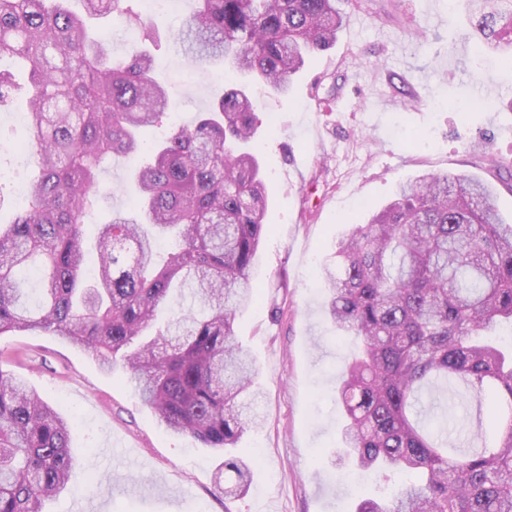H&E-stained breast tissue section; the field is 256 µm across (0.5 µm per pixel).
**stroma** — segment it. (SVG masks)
<instances>
[{"mask_svg": "<svg viewBox=\"0 0 512 512\" xmlns=\"http://www.w3.org/2000/svg\"><path fill=\"white\" fill-rule=\"evenodd\" d=\"M196 0L158 14V78L190 124L228 88L188 66L172 38ZM334 46L293 76L287 94L255 84L261 121L254 145L269 197L259 254L258 302L234 323L259 367V426L234 455L252 478L228 498L215 484L223 453L166 431L124 380L122 364L95 358L43 331L0 336V365L72 419L82 464L46 512H353L359 494L390 484L332 466L343 413L336 386L354 348L336 338L317 275L337 241L384 206L399 182L433 173L492 183L512 217V70L487 62L454 0H346ZM24 105L0 110V222L19 208L33 174L18 150ZM100 215L129 210L130 164L107 159Z\"/></svg>", "mask_w": 512, "mask_h": 512, "instance_id": "1", "label": "stroma"}]
</instances>
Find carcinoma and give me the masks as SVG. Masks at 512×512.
Returning <instances> with one entry per match:
<instances>
[{
    "label": "carcinoma",
    "mask_w": 512,
    "mask_h": 512,
    "mask_svg": "<svg viewBox=\"0 0 512 512\" xmlns=\"http://www.w3.org/2000/svg\"><path fill=\"white\" fill-rule=\"evenodd\" d=\"M133 0H0V54L27 74L35 175L27 204L0 224V336L41 330L112 368L164 428L206 448L234 447L257 424L258 369L236 342L237 312L255 302L266 232L265 186L248 148L259 128L238 77L284 93L336 43L341 0H197L178 32L182 58L224 64L233 87L192 126L164 123L172 93L137 44L119 63L86 17L145 28ZM481 52L512 69V0H458ZM0 69V104L16 86ZM161 130L150 151L139 138ZM136 163L137 216L98 224L93 278L83 227L96 215L102 163ZM42 270L41 300L22 301ZM336 332L360 351L337 388L347 423L337 460L415 481L356 512H512V349L489 339L512 322V222L494 189L464 174L399 185L394 199L341 238L320 271ZM462 382L487 417L454 436L426 419L423 391ZM67 414L0 364V512H44L76 467ZM224 495L250 480L224 460Z\"/></svg>",
    "instance_id": "cac0c4a2"
}]
</instances>
